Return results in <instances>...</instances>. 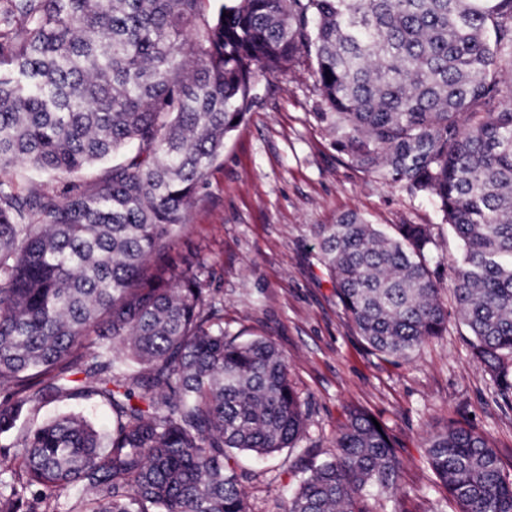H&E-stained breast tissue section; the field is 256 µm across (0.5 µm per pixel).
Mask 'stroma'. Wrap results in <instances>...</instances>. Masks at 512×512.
<instances>
[{"label":"stroma","mask_w":512,"mask_h":512,"mask_svg":"<svg viewBox=\"0 0 512 512\" xmlns=\"http://www.w3.org/2000/svg\"><path fill=\"white\" fill-rule=\"evenodd\" d=\"M313 63L261 81L246 122L224 142L175 250L204 264L201 278L224 330L272 342L307 413L300 448L332 457L349 413L385 427L401 462L395 499H368L370 512H459L426 459L430 434L460 423L485 434L512 470V404L471 355L470 335L450 288L461 242L431 200L375 183L340 151L318 121L323 111ZM354 212L383 228L428 224L444 260L433 269L448 326L410 361L375 354L359 335L317 257L315 225ZM282 452L244 459L252 512H285L298 481Z\"/></svg>","instance_id":"1"}]
</instances>
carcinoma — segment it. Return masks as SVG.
Listing matches in <instances>:
<instances>
[{
  "label": "carcinoma",
  "mask_w": 512,
  "mask_h": 512,
  "mask_svg": "<svg viewBox=\"0 0 512 512\" xmlns=\"http://www.w3.org/2000/svg\"><path fill=\"white\" fill-rule=\"evenodd\" d=\"M0 0V512H248L237 454L294 448L286 356L224 332L174 241L262 77L313 58L318 121L374 182L433 198L471 353L512 401V0ZM18 166L49 181L17 191ZM105 167L93 192L57 183ZM320 261L375 352L447 328L428 225L351 213ZM84 375L81 380L72 376ZM94 399L104 434L51 403ZM429 465L460 512H512L489 439L451 424ZM293 468L287 512H364L399 490L387 433L354 411L336 454Z\"/></svg>",
  "instance_id": "cac0c4a2"
}]
</instances>
